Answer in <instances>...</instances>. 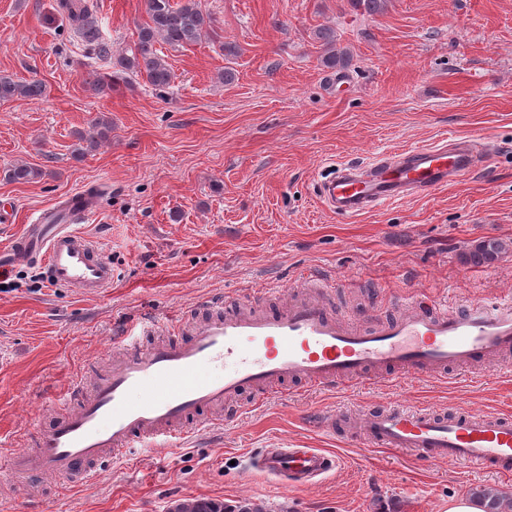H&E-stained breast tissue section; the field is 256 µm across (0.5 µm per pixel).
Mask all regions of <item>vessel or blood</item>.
Returning a JSON list of instances; mask_svg holds the SVG:
<instances>
[{"label":"vessel or blood","mask_w":512,"mask_h":512,"mask_svg":"<svg viewBox=\"0 0 512 512\" xmlns=\"http://www.w3.org/2000/svg\"><path fill=\"white\" fill-rule=\"evenodd\" d=\"M489 147L473 138L459 145L414 148L368 165L340 167L321 186L324 202L346 215L407 192L426 193L472 172ZM93 212L83 190L69 196L67 210H38L17 245L0 257L11 267L40 261L50 282L82 295L111 288L118 273L99 245L77 231ZM246 296L225 309L224 298L203 301L205 320L189 339L142 349L124 334L113 339L115 360L93 386L76 379L60 397L73 409L36 436L35 451L0 456L10 475L23 480L61 477L84 485L99 477L97 461L138 446H173L223 419L197 414L222 408L249 389L265 395L287 381L324 387L392 370L438 373L512 351V300H470L449 311L447 302L410 300L398 318L363 331L345 323L321 299H307L267 312L252 311ZM363 446L408 449L429 461L464 462L512 473V417L498 414L439 415L392 404L356 421ZM339 458L321 448H266L257 471L292 488L336 470Z\"/></svg>","instance_id":"b4317fda"}]
</instances>
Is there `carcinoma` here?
Segmentation results:
<instances>
[{"label":"carcinoma","instance_id":"cac0c4a2","mask_svg":"<svg viewBox=\"0 0 512 512\" xmlns=\"http://www.w3.org/2000/svg\"><path fill=\"white\" fill-rule=\"evenodd\" d=\"M62 9L68 12L77 29L84 36L85 42L96 54L106 52V47L99 41L97 29L94 27L92 12L84 0H60ZM148 22L138 32L137 52L130 58L119 59L121 70L100 74L89 72L86 83L98 94H106L112 84L119 78L132 75L145 81L156 89L168 87L172 73L167 63L158 55L155 45L163 43L171 47H179L197 42L210 27V17L205 14L199 0H146ZM323 46L320 63L328 69L344 68L349 64L346 52L336 49V32L332 29H321L316 33ZM44 93L42 83L35 80H19L10 76H0V100L9 101L17 98L37 99ZM112 132V123L100 119L92 124V132L82 135L79 141L82 146L77 155L85 156L96 148L98 142L106 139ZM45 172L26 164L15 165L5 172L10 182L26 183L42 177ZM506 252V245L496 238L479 241L470 251L464 254L463 260L469 264L490 265ZM220 506L212 500H194L175 506L173 512H219Z\"/></svg>","mask_w":512,"mask_h":512}]
</instances>
